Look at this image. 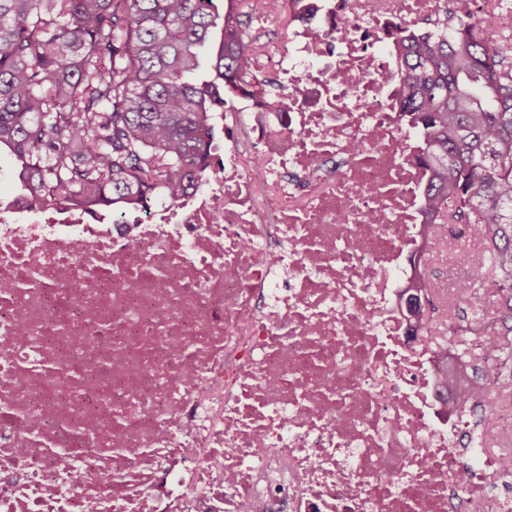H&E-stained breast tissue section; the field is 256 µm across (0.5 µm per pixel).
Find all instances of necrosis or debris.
I'll return each instance as SVG.
<instances>
[{
  "label": "necrosis or debris",
  "instance_id": "obj_1",
  "mask_svg": "<svg viewBox=\"0 0 512 512\" xmlns=\"http://www.w3.org/2000/svg\"><path fill=\"white\" fill-rule=\"evenodd\" d=\"M445 0H290L201 185L112 224L0 215V512H512L490 341L440 374L399 295L430 248L388 46Z\"/></svg>",
  "mask_w": 512,
  "mask_h": 512
}]
</instances>
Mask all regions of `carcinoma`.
<instances>
[{
	"label": "carcinoma",
	"instance_id": "carcinoma-1",
	"mask_svg": "<svg viewBox=\"0 0 512 512\" xmlns=\"http://www.w3.org/2000/svg\"><path fill=\"white\" fill-rule=\"evenodd\" d=\"M0 0V152L17 163L21 202L42 210L98 211L120 219L150 201L173 202L207 166L208 123L220 91L243 82L261 53L253 15L275 0ZM432 35L393 44L402 69L400 111L428 162L425 212L438 227L466 224L487 244L465 289L471 343L501 325L512 358V41L495 44L456 0ZM409 321L448 323L426 281Z\"/></svg>",
	"mask_w": 512,
	"mask_h": 512
}]
</instances>
